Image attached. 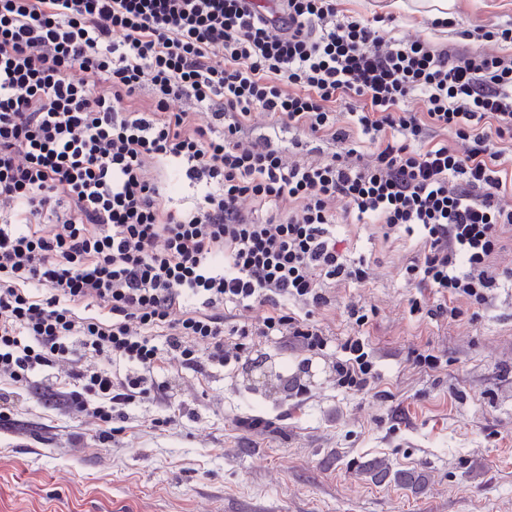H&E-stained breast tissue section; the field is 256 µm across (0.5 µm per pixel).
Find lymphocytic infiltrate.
<instances>
[{
	"instance_id": "lymphocytic-infiltrate-1",
	"label": "lymphocytic infiltrate",
	"mask_w": 512,
	"mask_h": 512,
	"mask_svg": "<svg viewBox=\"0 0 512 512\" xmlns=\"http://www.w3.org/2000/svg\"><path fill=\"white\" fill-rule=\"evenodd\" d=\"M183 98L194 111L172 110ZM257 109L349 148L287 163L247 142ZM356 129L371 157L351 147ZM165 161L197 185L192 207L164 204L152 170ZM509 195L512 53L386 39L340 0H0V378L26 382L84 349L99 364L65 403L101 423L165 399L153 337L190 366L228 365L252 335L326 347L289 304L323 306L322 278H364L336 236L340 201L359 223L420 236L409 281L486 302ZM231 306L267 313L233 324ZM343 348L338 385L366 388L362 339Z\"/></svg>"
}]
</instances>
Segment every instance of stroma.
I'll use <instances>...</instances> for the list:
<instances>
[{"instance_id":"1","label":"stroma","mask_w":512,"mask_h":512,"mask_svg":"<svg viewBox=\"0 0 512 512\" xmlns=\"http://www.w3.org/2000/svg\"><path fill=\"white\" fill-rule=\"evenodd\" d=\"M345 13L394 18L399 33L448 51L463 41L436 28L414 0H341ZM471 28L512 21V0H456ZM247 136L288 147L291 159L323 160L345 144L272 128L257 111ZM336 234L363 281L324 279L313 317L326 348L253 338L229 366L185 368L165 354L153 377L168 400L123 405L124 432L64 407L69 365L29 381H0V512H512V283L487 303L447 300L417 288L405 269L417 237L342 218ZM419 310H412V301ZM452 304L456 320L440 305ZM368 313L357 327L351 308ZM361 335L375 378L338 386L346 337ZM429 351L441 365L415 361ZM427 474L420 492L372 482L364 462Z\"/></svg>"}]
</instances>
